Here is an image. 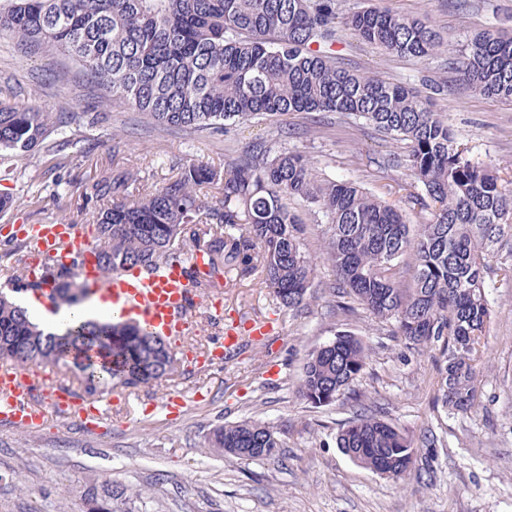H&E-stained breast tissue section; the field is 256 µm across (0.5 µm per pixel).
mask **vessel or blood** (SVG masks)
<instances>
[{
  "instance_id": "b4317fda",
  "label": "vessel or blood",
  "mask_w": 512,
  "mask_h": 512,
  "mask_svg": "<svg viewBox=\"0 0 512 512\" xmlns=\"http://www.w3.org/2000/svg\"><path fill=\"white\" fill-rule=\"evenodd\" d=\"M40 260L66 257L76 265L77 275L91 290L90 305L110 304L112 317L132 322L148 333L182 338L187 328L186 308L189 295V267L204 269L202 252H195L189 263L163 264L147 275L123 271L102 277L90 261L93 242L80 228L67 224H25L16 229ZM243 338L237 327L224 331L223 343L208 351L207 362L223 359L226 352L241 347ZM37 381L29 370L0 367V421L25 429L36 428L45 416L46 406L60 415L76 419L89 433L98 432L105 411L97 403L79 398L66 385L56 386L47 400L35 395Z\"/></svg>"
}]
</instances>
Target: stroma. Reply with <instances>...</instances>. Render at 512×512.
Returning <instances> with one entry per match:
<instances>
[{
  "label": "stroma",
  "instance_id": "1",
  "mask_svg": "<svg viewBox=\"0 0 512 512\" xmlns=\"http://www.w3.org/2000/svg\"><path fill=\"white\" fill-rule=\"evenodd\" d=\"M344 10L373 5L396 13L425 14L441 30L444 54L423 60L389 56L349 32L339 34L337 55L361 71L416 88L444 113L469 158L512 176V103L471 93L460 83L432 94L428 79L446 76L449 53L476 29L512 31V0H341ZM66 56L47 59L0 39V91L20 89L19 103L87 113L62 133L71 148L8 162L0 192L13 196L1 224L93 223L99 201L87 185L115 168H132L141 186L158 188L178 169L203 163L222 168L258 140L314 158L323 177L345 180L400 203L410 178L389 166L392 144L363 122L335 113H294L212 133L160 130L129 105L107 104L99 90L72 74ZM69 79L42 81L44 70ZM81 150H74V143ZM324 226L306 218V253L318 263L304 307H279L253 279H235L222 296L226 323L248 329L268 323L262 342L245 341L224 363L175 373L150 388H107L112 427L84 432L70 419L50 416L38 432L0 423V512H87L89 487H113L114 512H512V276L487 278L493 323L478 365V404L468 415L437 404V348H417L396 327L364 309L336 313V277L320 260ZM347 332L364 339L366 369L351 394L314 408L296 387L313 350ZM181 390L180 416L163 407ZM366 409L413 436L431 433L426 449L430 479L395 482L360 466L336 445L342 425ZM257 420L279 433L282 448L270 458L236 459L212 448L213 430Z\"/></svg>",
  "mask_w": 512,
  "mask_h": 512
}]
</instances>
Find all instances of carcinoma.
<instances>
[{"mask_svg":"<svg viewBox=\"0 0 512 512\" xmlns=\"http://www.w3.org/2000/svg\"><path fill=\"white\" fill-rule=\"evenodd\" d=\"M386 54L425 58L444 52L428 17L366 7L343 12L340 0H9L0 36L24 51L62 52L102 88L106 101L127 103L159 125L223 131L294 112H336L362 120L396 144L393 164L410 172L422 193L404 211L347 181L319 177L315 162L287 147L256 143L217 170L194 165L159 188L131 199L136 173L115 169L91 186L89 199L112 197L96 215L94 256L103 275L152 270L203 250L209 269L190 270L193 288H215L231 273L255 275L285 308H301L313 285L314 260L303 250L302 224L288 208L300 198L327 226L322 255L336 272L337 305H358L393 321L414 347L441 344L438 391L443 406L468 414L476 406L477 365L491 322L486 277L512 245V179L468 158L442 114L411 87L337 64L336 28ZM462 60L448 69L472 93L512 102V33L472 32ZM79 119L0 101V161L49 152L51 130ZM216 186L214 201L197 193ZM413 257L411 283L402 261ZM53 283L56 308L81 306L88 290L74 264L56 260L41 272ZM0 360L73 363L84 392L102 386L162 384L175 371L170 344L129 324L74 320L46 333L27 310L0 293ZM366 366V346L350 334L308 355L296 393L329 406L351 390ZM420 443L399 426L362 411L336 438L337 447L373 472L402 481L430 474ZM211 446L239 459L278 454V432L258 421L213 431Z\"/></svg>","mask_w":512,"mask_h":512,"instance_id":"cac0c4a2","label":"carcinoma"}]
</instances>
